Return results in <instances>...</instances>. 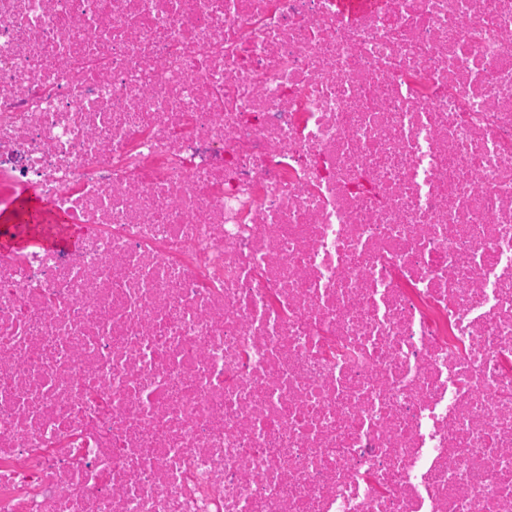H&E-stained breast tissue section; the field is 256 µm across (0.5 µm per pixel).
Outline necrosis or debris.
I'll list each match as a JSON object with an SVG mask.
<instances>
[{"label":"necrosis or debris","mask_w":512,"mask_h":512,"mask_svg":"<svg viewBox=\"0 0 512 512\" xmlns=\"http://www.w3.org/2000/svg\"><path fill=\"white\" fill-rule=\"evenodd\" d=\"M0 512H512V0H0Z\"/></svg>","instance_id":"necrosis-or-debris-1"}]
</instances>
